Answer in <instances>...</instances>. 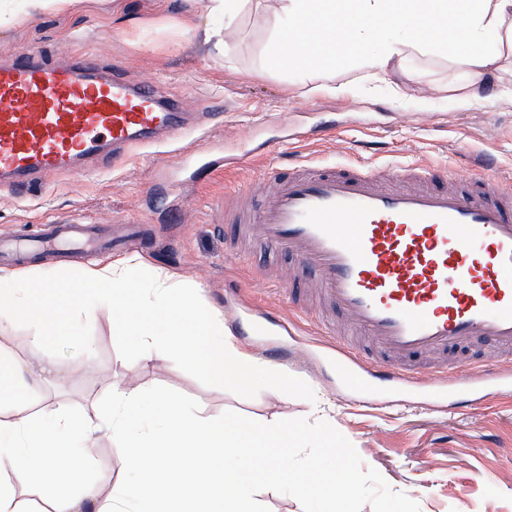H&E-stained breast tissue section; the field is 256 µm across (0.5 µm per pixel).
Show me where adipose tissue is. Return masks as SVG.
I'll return each mask as SVG.
<instances>
[{
    "label": "adipose tissue",
    "instance_id": "1",
    "mask_svg": "<svg viewBox=\"0 0 512 512\" xmlns=\"http://www.w3.org/2000/svg\"><path fill=\"white\" fill-rule=\"evenodd\" d=\"M276 12L286 25L277 40L280 61L314 68L332 66L342 58L367 55L365 37L406 29L405 38L388 43L370 64L391 74L406 49L418 51L453 43L463 47L470 80L464 102L490 101V83L508 56L488 47L490 31L505 34L512 47V0H276ZM138 255L93 266L73 286L81 295L70 303L57 293L50 274H30L24 288L13 285L16 272L0 274V310L47 322L74 323L94 316L89 297L113 308L115 328L134 327L144 357L170 351L196 364L212 381L250 380L254 360L224 332L222 315L203 307L193 288H183L167 271L155 270L149 285L133 271ZM25 367L0 360V461L7 463L12 484L0 485V512H23L16 487L37 486L52 491L48 512H258L242 490L239 468L230 458L246 442L261 438L265 447L286 440L276 426L254 435L235 421L189 415L183 403L169 398L152 401L160 428L135 424L147 401L136 388L116 392L110 423L124 445L123 465L129 482L101 497L85 482L92 455L88 447L95 430L85 415L59 406L46 415L32 413Z\"/></svg>",
    "mask_w": 512,
    "mask_h": 512
}]
</instances>
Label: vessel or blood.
Segmentation results:
<instances>
[{"label":"vessel or blood","instance_id":"obj_1","mask_svg":"<svg viewBox=\"0 0 512 512\" xmlns=\"http://www.w3.org/2000/svg\"><path fill=\"white\" fill-rule=\"evenodd\" d=\"M183 104L158 82L131 84L112 63L80 50L0 60V181L30 190L85 161L122 160L135 145L168 143ZM225 207L238 236L318 276L317 292L344 329L320 346L357 395L376 387L479 402L512 392V186L492 163L477 173L356 161L267 164ZM65 224L29 250L89 244ZM477 360L446 356L473 340Z\"/></svg>","mask_w":512,"mask_h":512}]
</instances>
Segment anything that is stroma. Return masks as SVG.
Instances as JSON below:
<instances>
[{"label": "stroma", "instance_id": "1", "mask_svg": "<svg viewBox=\"0 0 512 512\" xmlns=\"http://www.w3.org/2000/svg\"><path fill=\"white\" fill-rule=\"evenodd\" d=\"M207 0H75L67 11L37 16L0 30V56L23 48H77L111 58L137 84L160 79L164 94L188 101L189 128L179 149H135L101 169L93 162L17 197L0 187V236L48 231L81 221L140 234L97 254H45L62 282L90 262L139 253L201 285L205 305L225 322L239 321L232 340L251 354L256 373L248 389L213 383L179 356L139 358L137 338L115 332L112 308L98 304L92 320L56 327L48 340L58 372L45 378L27 346L34 327L0 314V358L24 361L35 414L60 404L108 413L113 390L141 388L175 394L196 416L227 418L255 431L277 421L288 436L291 463L273 481H245L260 512H317L303 491L313 471L345 467L352 478L350 512H512V395H491L470 406L454 400L435 407L417 397H392L365 407L351 398L336 365L320 361L315 326L281 335L293 358L265 357V337L251 327L270 307L287 308L272 281L289 263L267 251L235 250L224 228V196L256 179L262 161L341 165L354 159L448 169L493 155L512 174V73L502 72L495 104L462 106L468 82L461 50L409 51L403 69L382 75L364 60L333 68L284 67L270 56L278 36L273 0H246L229 32L228 57L218 56L206 32L215 22ZM211 148L215 157L250 151L258 161L232 169L194 167L178 153ZM94 341L86 357L84 338ZM93 446L90 480L101 496L126 482L123 448L110 432Z\"/></svg>", "mask_w": 512, "mask_h": 512}]
</instances>
